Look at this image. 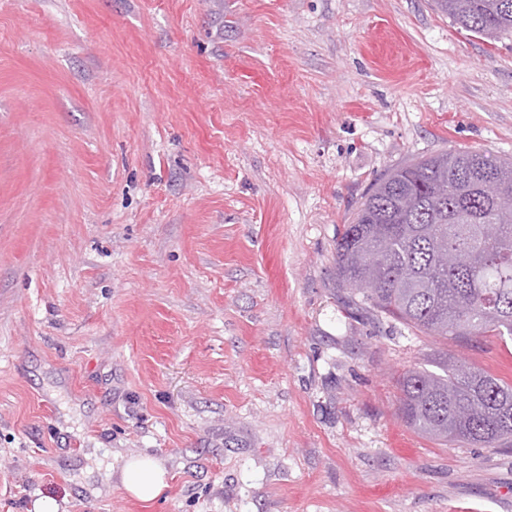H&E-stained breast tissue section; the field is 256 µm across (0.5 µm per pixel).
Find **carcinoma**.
Returning <instances> with one entry per match:
<instances>
[{"mask_svg": "<svg viewBox=\"0 0 512 512\" xmlns=\"http://www.w3.org/2000/svg\"><path fill=\"white\" fill-rule=\"evenodd\" d=\"M487 40L512 32V0H434ZM349 305L434 338L512 340V158L438 152L383 174L336 238ZM397 380L399 412L443 445H512V383L448 357Z\"/></svg>", "mask_w": 512, "mask_h": 512, "instance_id": "carcinoma-1", "label": "carcinoma"}]
</instances>
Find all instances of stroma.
<instances>
[{"label": "stroma", "instance_id": "35a3bbf8", "mask_svg": "<svg viewBox=\"0 0 512 512\" xmlns=\"http://www.w3.org/2000/svg\"><path fill=\"white\" fill-rule=\"evenodd\" d=\"M512 156V33L431 0H0V512H512V448L398 414L512 340L350 313L374 178ZM166 471L152 502L109 467Z\"/></svg>", "mask_w": 512, "mask_h": 512}]
</instances>
